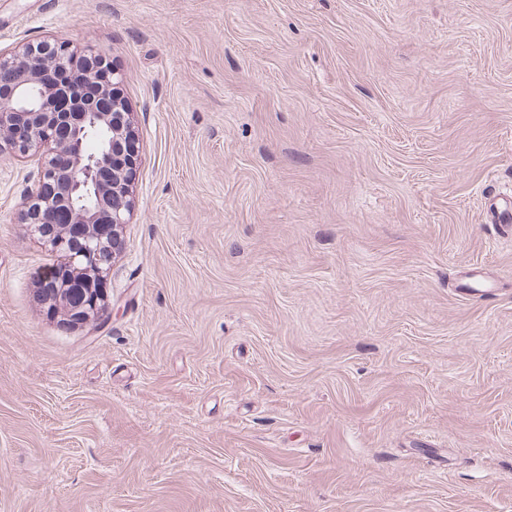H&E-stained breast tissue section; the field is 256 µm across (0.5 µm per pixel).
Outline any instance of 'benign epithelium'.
<instances>
[{
	"mask_svg": "<svg viewBox=\"0 0 512 512\" xmlns=\"http://www.w3.org/2000/svg\"><path fill=\"white\" fill-rule=\"evenodd\" d=\"M76 58L64 42L0 51V159L41 152L21 221L57 257L39 295L67 328L107 316L104 284L122 248L140 164L132 112L122 104L123 78L115 69L104 88L113 102L108 111L93 100L70 99L65 82L47 81ZM61 127L72 131L66 141L57 136ZM70 288L84 289L81 304L70 300Z\"/></svg>",
	"mask_w": 512,
	"mask_h": 512,
	"instance_id": "7a95c632",
	"label": "benign epithelium"
}]
</instances>
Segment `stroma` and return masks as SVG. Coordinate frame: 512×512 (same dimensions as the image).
Listing matches in <instances>:
<instances>
[{"mask_svg":"<svg viewBox=\"0 0 512 512\" xmlns=\"http://www.w3.org/2000/svg\"><path fill=\"white\" fill-rule=\"evenodd\" d=\"M141 146L66 329L0 160V512H512V0H0Z\"/></svg>","mask_w":512,"mask_h":512,"instance_id":"obj_1","label":"stroma"}]
</instances>
